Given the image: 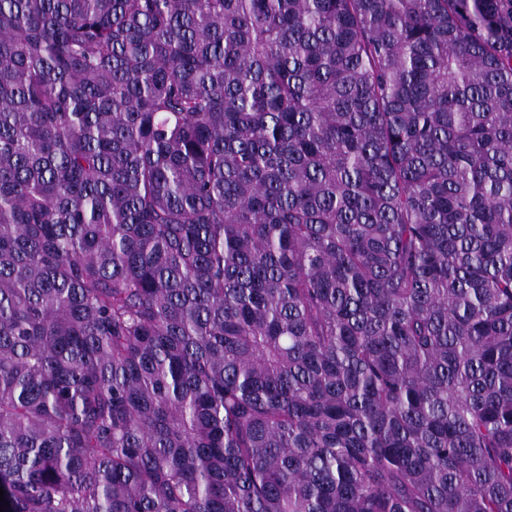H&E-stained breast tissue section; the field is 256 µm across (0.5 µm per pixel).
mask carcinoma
Listing matches in <instances>:
<instances>
[{
  "label": "carcinoma",
  "mask_w": 512,
  "mask_h": 512,
  "mask_svg": "<svg viewBox=\"0 0 512 512\" xmlns=\"http://www.w3.org/2000/svg\"><path fill=\"white\" fill-rule=\"evenodd\" d=\"M5 512H512V0H0Z\"/></svg>",
  "instance_id": "cac0c4a2"
}]
</instances>
